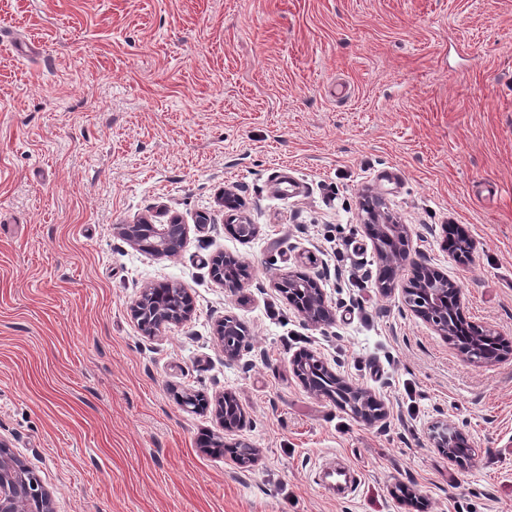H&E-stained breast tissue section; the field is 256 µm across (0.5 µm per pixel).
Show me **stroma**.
<instances>
[{"mask_svg": "<svg viewBox=\"0 0 512 512\" xmlns=\"http://www.w3.org/2000/svg\"><path fill=\"white\" fill-rule=\"evenodd\" d=\"M285 177L301 195L280 197ZM366 191L466 320L512 340V0H0V440L53 512H512V354L473 363L413 315V269L382 286ZM174 217L172 257L117 232ZM220 253L247 269L235 293L210 275ZM291 272L322 278L335 324L304 323L276 288ZM159 283L195 310L148 338L131 307ZM227 317L250 342L235 362ZM303 349L386 419L308 391ZM226 390L243 429L180 402ZM445 429L469 460L438 453ZM213 433L254 462L203 451ZM332 458L358 475L348 495L317 483ZM242 329V327L240 326ZM238 325H234L225 320L220 321L216 326V334L220 338L223 346H224V359L228 362H234L239 359L241 352L245 349V334L243 329L241 330ZM235 334L238 336V341L235 343L228 345L224 342V336ZM309 358L316 359L320 365H322L327 371H329L333 375V381L324 389L318 390L312 388L310 384L306 381V379H304V375L301 373L299 364L301 362L304 363V360ZM292 365L295 376L303 384L304 387L306 385V387L310 391L320 394L322 396L324 395L332 399L336 398V401H339L342 407H345V410H348L356 418L366 423H373L383 417V405L375 398H373L369 394V391L367 389L362 387H356L347 383L340 376H338L336 372L333 371L331 367H329L328 362L317 353L312 351L301 352L294 357ZM366 401L374 402L377 409L370 412L366 408H363L362 404Z\"/></svg>", "mask_w": 512, "mask_h": 512, "instance_id": "stroma-1", "label": "stroma"}]
</instances>
